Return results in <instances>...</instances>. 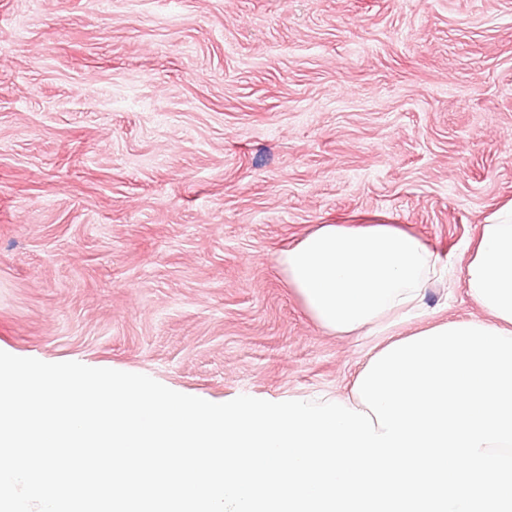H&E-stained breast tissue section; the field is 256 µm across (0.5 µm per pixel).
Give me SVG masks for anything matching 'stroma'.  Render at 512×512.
Wrapping results in <instances>:
<instances>
[{
    "instance_id": "35a3bbf8",
    "label": "stroma",
    "mask_w": 512,
    "mask_h": 512,
    "mask_svg": "<svg viewBox=\"0 0 512 512\" xmlns=\"http://www.w3.org/2000/svg\"><path fill=\"white\" fill-rule=\"evenodd\" d=\"M512 201V0H0V351L213 403L346 397L277 256L400 224L479 319L465 244Z\"/></svg>"
}]
</instances>
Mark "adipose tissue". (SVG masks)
<instances>
[{
    "instance_id": "ef3b65f1",
    "label": "adipose tissue",
    "mask_w": 512,
    "mask_h": 512,
    "mask_svg": "<svg viewBox=\"0 0 512 512\" xmlns=\"http://www.w3.org/2000/svg\"><path fill=\"white\" fill-rule=\"evenodd\" d=\"M289 288L326 332L374 334L424 309L438 259L394 224H322L277 258ZM464 285L493 328L512 331V206L481 225Z\"/></svg>"
}]
</instances>
